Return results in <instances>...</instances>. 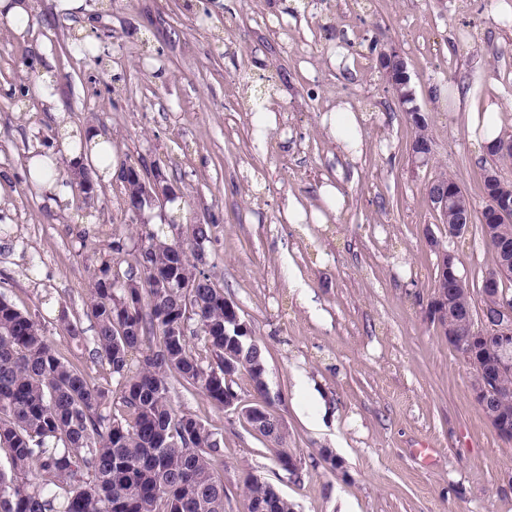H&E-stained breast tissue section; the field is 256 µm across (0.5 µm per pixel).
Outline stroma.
<instances>
[{
	"mask_svg": "<svg viewBox=\"0 0 512 512\" xmlns=\"http://www.w3.org/2000/svg\"><path fill=\"white\" fill-rule=\"evenodd\" d=\"M34 0L23 34L0 26V292L39 313L57 349L102 385L108 366L56 321L83 315L113 234L142 227L206 244L213 281L264 348L266 382L300 477L286 475L251 427L170 379L175 408L221 433L226 512H241L246 473L275 484L296 512H512V441L475 402L472 367L425 311L443 226L426 186L458 177L475 208L486 151L448 90L512 100V12L499 0ZM397 49L425 114L433 155L411 162L415 129L368 47ZM350 58L339 71L336 48ZM51 69L70 125L112 141L114 164H159L170 199L124 209L120 177L91 200L50 206L30 185L26 148L60 130L30 90ZM367 115L364 150L342 160L321 124L336 100ZM340 182L346 202L319 188ZM305 213L284 216L287 199ZM476 279L494 256L476 228L453 243ZM332 449L331 469L320 456Z\"/></svg>",
	"mask_w": 512,
	"mask_h": 512,
	"instance_id": "35a3bbf8",
	"label": "stroma"
}]
</instances>
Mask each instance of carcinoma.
<instances>
[{
  "mask_svg": "<svg viewBox=\"0 0 512 512\" xmlns=\"http://www.w3.org/2000/svg\"><path fill=\"white\" fill-rule=\"evenodd\" d=\"M406 116L416 128L412 147L431 142L426 118ZM59 177L87 198L96 192L87 170L69 165ZM143 196L138 181L123 184V206ZM213 228L191 225L187 244L147 228L132 250L113 238L84 312L95 336L84 335L81 317L59 316L60 332L77 346L93 345L107 363L113 389L91 382L54 346L38 315L0 293V512H225L217 470L223 438L175 410L168 386L177 376L222 409L234 377L265 367L261 344L224 309V288L205 270L203 244ZM160 276L193 287L159 288ZM498 407L512 415V375L502 380ZM268 416L257 434L296 476L288 433L275 428V411ZM242 512H294V505L248 473Z\"/></svg>",
  "mask_w": 512,
  "mask_h": 512,
  "instance_id": "carcinoma-1",
  "label": "carcinoma"
}]
</instances>
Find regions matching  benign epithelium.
<instances>
[{"mask_svg": "<svg viewBox=\"0 0 512 512\" xmlns=\"http://www.w3.org/2000/svg\"><path fill=\"white\" fill-rule=\"evenodd\" d=\"M379 67L391 88L410 86L406 62L396 50L388 51ZM486 178L498 186L497 197L491 200V223L486 225V230L497 237L501 258L495 269L485 273L479 289L483 325L478 328L474 318L464 320L454 314V297L470 294L472 289L464 277L455 273V254L451 251L448 252V264L441 266V273L449 275L448 288L439 294L435 306L448 308V344L475 369L472 383L475 401L497 434L509 440L512 438V419L497 409V399L502 376L512 374V300L501 289V284L512 275V244L498 236L497 227L499 222L512 216V201L509 200L512 183L496 169L487 170ZM145 180L150 184V190L146 191L148 201H163L173 195L162 171L145 175ZM426 192L441 214L457 205L455 191L435 181L427 185ZM224 408L233 410L256 426L262 425L267 417L266 409L243 404L239 397H233L227 391L224 392Z\"/></svg>", "mask_w": 512, "mask_h": 512, "instance_id": "1", "label": "benign epithelium"}]
</instances>
